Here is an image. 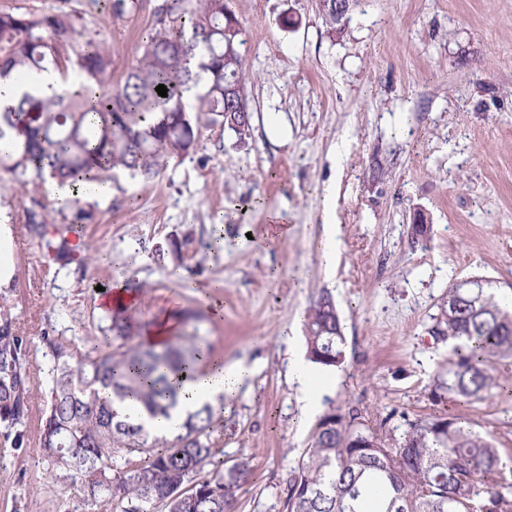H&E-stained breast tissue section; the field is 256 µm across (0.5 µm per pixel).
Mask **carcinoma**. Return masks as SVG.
<instances>
[{"label":"carcinoma","instance_id":"carcinoma-1","mask_svg":"<svg viewBox=\"0 0 512 512\" xmlns=\"http://www.w3.org/2000/svg\"><path fill=\"white\" fill-rule=\"evenodd\" d=\"M229 2L161 0L140 55L117 82L107 42L85 37L78 15L0 11V78L51 68L64 84L72 69L83 80L80 92L27 93L0 109V139L18 132L3 156L20 188L35 190L48 177L73 188L119 171L150 182L171 160L193 156L202 129L213 125L248 144L251 120L239 117L247 101L230 106L224 99V86L245 88V40ZM68 47L75 49L70 66L61 57ZM160 84L165 97L156 91ZM185 245L176 238L156 245L157 262L182 265ZM12 309L1 297L0 424L7 429L28 418L32 398L29 341ZM444 313L432 335L448 338L451 358L435 393L478 400L499 386L493 365L512 360V310L487 288L475 294L454 284ZM111 322L117 345L87 336L78 351L63 337H38L51 362L37 423L38 448L51 465L48 483L83 491L99 512H234L250 462L226 470L215 463L210 405L189 414L171 439L116 409L131 401L153 419L168 417L181 376L196 371L206 343L185 331L174 342L133 344L135 326L124 307L112 310ZM304 329L309 361L325 369L342 363L344 336L331 293L311 301ZM387 424H369L351 405L322 414L283 481L287 512H512V485L492 482L502 461L490 440L450 414L411 420L398 439ZM209 465L213 475L195 479Z\"/></svg>","mask_w":512,"mask_h":512}]
</instances>
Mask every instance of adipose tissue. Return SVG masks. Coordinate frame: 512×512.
I'll return each mask as SVG.
<instances>
[{"label":"adipose tissue","instance_id":"1","mask_svg":"<svg viewBox=\"0 0 512 512\" xmlns=\"http://www.w3.org/2000/svg\"><path fill=\"white\" fill-rule=\"evenodd\" d=\"M252 373V366L243 361H216L206 374L187 383L182 399L171 410L169 417L152 419L144 412L131 410L126 403L122 404L121 410L132 413L135 419L144 423L150 433L170 436L179 432L189 413L206 404L219 407L222 400L234 396Z\"/></svg>","mask_w":512,"mask_h":512}]
</instances>
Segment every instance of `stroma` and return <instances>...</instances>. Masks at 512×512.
I'll list each match as a JSON object with an SVG mask.
<instances>
[{"label":"stroma","instance_id":"1","mask_svg":"<svg viewBox=\"0 0 512 512\" xmlns=\"http://www.w3.org/2000/svg\"><path fill=\"white\" fill-rule=\"evenodd\" d=\"M156 0L113 19L110 0H0L18 13L63 8L88 31L104 30L116 71L140 53ZM243 30L252 138L203 130L193 157L171 161L149 183L119 176L111 196L54 215L50 241L29 230L35 201L0 164V205L14 234L15 273L0 290L31 340L32 414L45 409L49 362L38 336L110 335L97 287L134 276L146 294L129 305L152 330L185 308L213 359L243 360L255 373L214 417L225 465L250 462L235 512H285L282 482L307 444L291 371L305 356L303 315L331 291L345 360L327 376L321 408L355 405L392 425L451 413L493 439L512 484V362L502 386L471 402L437 397L447 339L432 335L457 281H488L512 301V0H359L343 33L324 23L319 0H231ZM290 26H283L284 17ZM424 210L426 243L411 234ZM191 234L179 268L153 256ZM337 240V258L324 244ZM70 245L58 258L53 245ZM36 440L13 447L0 426V512H88L82 494L44 485Z\"/></svg>","mask_w":512,"mask_h":512}]
</instances>
